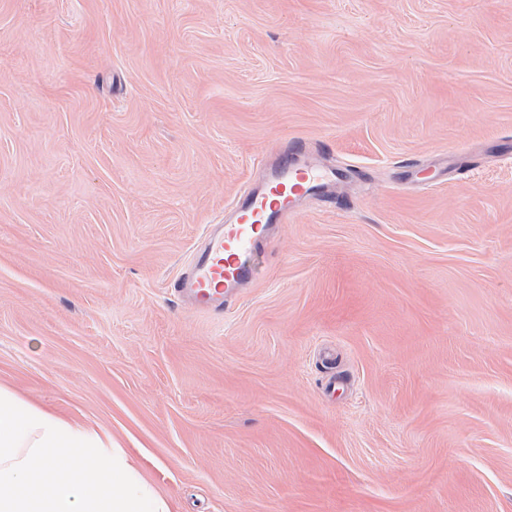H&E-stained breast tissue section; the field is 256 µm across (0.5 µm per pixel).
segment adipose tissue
<instances>
[{
  "label": "adipose tissue",
  "mask_w": 512,
  "mask_h": 512,
  "mask_svg": "<svg viewBox=\"0 0 512 512\" xmlns=\"http://www.w3.org/2000/svg\"><path fill=\"white\" fill-rule=\"evenodd\" d=\"M0 512H170L127 452L0 385Z\"/></svg>",
  "instance_id": "adipose-tissue-1"
}]
</instances>
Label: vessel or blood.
Wrapping results in <instances>:
<instances>
[{
  "label": "vessel or blood",
  "mask_w": 512,
  "mask_h": 512,
  "mask_svg": "<svg viewBox=\"0 0 512 512\" xmlns=\"http://www.w3.org/2000/svg\"><path fill=\"white\" fill-rule=\"evenodd\" d=\"M325 178L320 169L277 161L262 190L237 197L231 220L203 226V242L174 280V291L196 310L223 311L229 297L256 280L254 258L276 226L292 220L297 200L315 194Z\"/></svg>",
  "instance_id": "obj_1"
}]
</instances>
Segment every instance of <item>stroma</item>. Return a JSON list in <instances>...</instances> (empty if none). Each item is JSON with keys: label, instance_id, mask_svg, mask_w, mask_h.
Wrapping results in <instances>:
<instances>
[{"label": "stroma", "instance_id": "stroma-1", "mask_svg": "<svg viewBox=\"0 0 512 512\" xmlns=\"http://www.w3.org/2000/svg\"><path fill=\"white\" fill-rule=\"evenodd\" d=\"M300 146L331 200L189 307ZM0 384L171 512H512V0H0ZM326 173L277 161L261 191L245 190L232 205V219L202 228L203 242L173 282V290L202 312H224L225 301L257 279L254 257L277 224L297 214L299 198L315 194Z\"/></svg>", "mask_w": 512, "mask_h": 512}]
</instances>
